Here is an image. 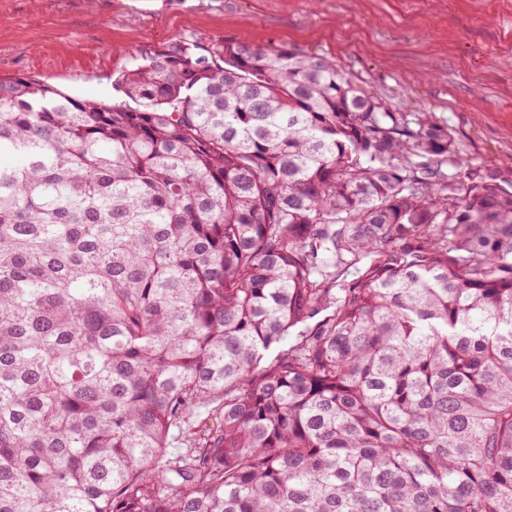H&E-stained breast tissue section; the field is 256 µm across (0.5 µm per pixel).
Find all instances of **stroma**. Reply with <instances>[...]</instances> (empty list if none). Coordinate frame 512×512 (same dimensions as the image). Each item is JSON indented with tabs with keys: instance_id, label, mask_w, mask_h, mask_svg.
<instances>
[{
	"instance_id": "stroma-1",
	"label": "stroma",
	"mask_w": 512,
	"mask_h": 512,
	"mask_svg": "<svg viewBox=\"0 0 512 512\" xmlns=\"http://www.w3.org/2000/svg\"><path fill=\"white\" fill-rule=\"evenodd\" d=\"M183 36L335 58L400 112H429L467 171L512 187V0H0V78L111 98L134 56Z\"/></svg>"
}]
</instances>
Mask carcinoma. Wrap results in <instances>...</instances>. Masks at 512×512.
<instances>
[{
  "mask_svg": "<svg viewBox=\"0 0 512 512\" xmlns=\"http://www.w3.org/2000/svg\"><path fill=\"white\" fill-rule=\"evenodd\" d=\"M113 87L0 79V512H512V191L295 47Z\"/></svg>",
  "mask_w": 512,
  "mask_h": 512,
  "instance_id": "obj_1",
  "label": "carcinoma"
}]
</instances>
